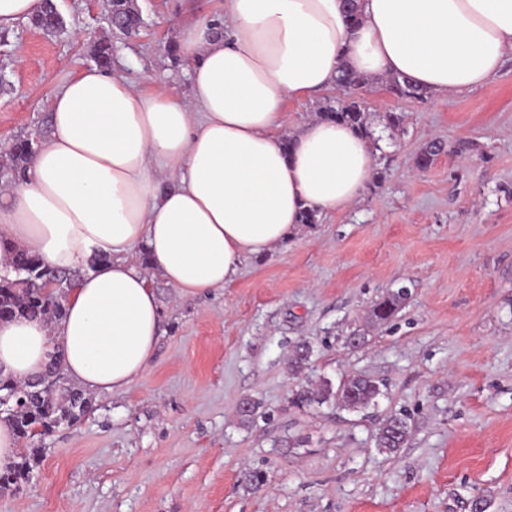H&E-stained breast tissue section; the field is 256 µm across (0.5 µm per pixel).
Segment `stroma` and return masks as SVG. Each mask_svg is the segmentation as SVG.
Returning a JSON list of instances; mask_svg holds the SVG:
<instances>
[{
	"instance_id": "obj_1",
	"label": "stroma",
	"mask_w": 512,
	"mask_h": 512,
	"mask_svg": "<svg viewBox=\"0 0 512 512\" xmlns=\"http://www.w3.org/2000/svg\"><path fill=\"white\" fill-rule=\"evenodd\" d=\"M136 2L132 37L112 32L106 0H56L55 36L28 20L0 33V153L49 135L51 97L95 66L101 39L138 88L164 78L187 94L179 28L224 0ZM356 96L387 142L361 198L249 258L223 288L181 297L152 274L162 324L149 368L46 436L32 480L0 494V512H512V54L484 85L442 100L400 98L382 81ZM343 98L287 100L283 137ZM434 141L445 153L420 168ZM402 286L408 301L370 324ZM357 330L364 344L346 346ZM302 340L310 384L372 376L385 384L377 405H292L287 359ZM246 397L260 404L247 427ZM392 414L411 432L386 454L375 439ZM288 436L305 446L283 452ZM256 469L267 480L251 490Z\"/></svg>"
}]
</instances>
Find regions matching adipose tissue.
<instances>
[{"label":"adipose tissue","instance_id":"adipose-tissue-1","mask_svg":"<svg viewBox=\"0 0 512 512\" xmlns=\"http://www.w3.org/2000/svg\"><path fill=\"white\" fill-rule=\"evenodd\" d=\"M224 0L184 26L188 98L84 69L50 101L51 133L0 192V265L26 250L80 271L55 326L0 321V373L42 375L54 351L76 386L120 393L147 370L162 314L150 273L178 296L224 287L247 258L362 194L371 143L310 121L284 141L287 98L333 88L340 67L405 76L445 97L482 86L512 53V0ZM147 250L148 265L137 262Z\"/></svg>","mask_w":512,"mask_h":512}]
</instances>
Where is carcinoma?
Returning a JSON list of instances; mask_svg holds the SVG:
<instances>
[{
  "mask_svg": "<svg viewBox=\"0 0 512 512\" xmlns=\"http://www.w3.org/2000/svg\"><path fill=\"white\" fill-rule=\"evenodd\" d=\"M107 12L114 18L126 23L122 34L131 36L138 33L141 25L139 13L133 7L132 0H108ZM34 23L47 33H55L59 25L56 13L48 9L33 17ZM95 61L99 67L108 69L112 66V44L101 40L94 45ZM371 79L354 71L344 70L337 79L336 86L344 91L347 98L336 105H328L320 113V118L346 124L361 136L370 139L373 130L368 126L362 102L355 97V91L370 84ZM390 90L397 96L423 100L427 90L412 84L404 77L394 76L389 81ZM37 138L22 139L13 144L12 158L25 163L35 151ZM12 272L22 277H30L26 288H19L10 273L0 276V312L13 313L17 316L43 317L59 320L63 316L62 297L72 285V278L46 266L35 254L18 252L11 259ZM408 298V289L399 288L379 302L371 311L372 319L377 323L389 321L401 304ZM312 355L311 346L304 342L296 346L288 359V370L299 375L308 366ZM65 378L61 358L54 356L41 378L32 384L0 375V397L10 398L8 404L0 407L3 414L0 420L7 421L18 440L23 443L19 452V461L9 470L13 475L11 485L17 487L25 481L32 469L31 462L36 460L42 449L35 447L41 436L32 433V428L41 426L47 433L66 424L73 426L85 418L94 409L91 395L82 389L69 385V397L61 398L50 392L47 386ZM381 395L380 384L370 377H352L343 381L339 387L326 379L318 387L310 388L299 384L292 391L293 403L300 407H321L325 404L339 402L349 409L367 408ZM258 404L250 399H243L238 406L239 421L247 426L254 420ZM410 433L406 418L396 414L387 417L379 429L378 447L389 453L396 452L405 445Z\"/></svg>",
  "mask_w": 512,
  "mask_h": 512,
  "instance_id": "obj_1",
  "label": "carcinoma"
}]
</instances>
